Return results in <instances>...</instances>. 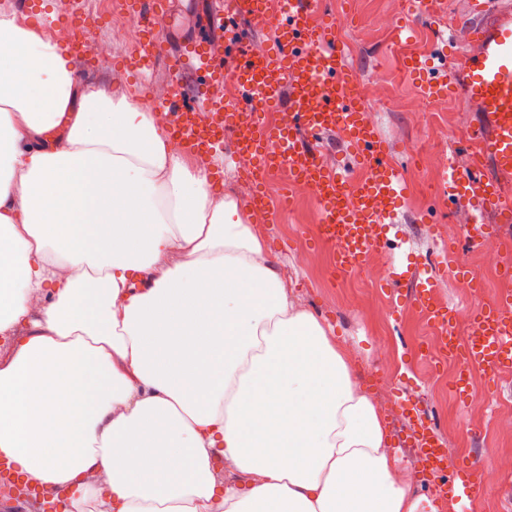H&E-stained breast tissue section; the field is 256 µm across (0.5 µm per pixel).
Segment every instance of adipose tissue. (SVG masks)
I'll use <instances>...</instances> for the list:
<instances>
[{
	"mask_svg": "<svg viewBox=\"0 0 512 512\" xmlns=\"http://www.w3.org/2000/svg\"><path fill=\"white\" fill-rule=\"evenodd\" d=\"M1 54L0 453L73 512H422L235 197L16 18Z\"/></svg>",
	"mask_w": 512,
	"mask_h": 512,
	"instance_id": "1",
	"label": "adipose tissue"
}]
</instances>
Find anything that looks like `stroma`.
<instances>
[{"instance_id": "35a3bbf8", "label": "stroma", "mask_w": 512, "mask_h": 512, "mask_svg": "<svg viewBox=\"0 0 512 512\" xmlns=\"http://www.w3.org/2000/svg\"><path fill=\"white\" fill-rule=\"evenodd\" d=\"M21 2L0 0V13L15 14L19 23L39 30L45 39L50 32L42 28V17L58 22L69 17V0H35L29 12L22 10ZM324 2L327 13L338 23L337 35L354 78L364 83L379 73L387 76L383 91L388 102L375 112L373 125L389 147L390 161L399 169H406L410 164L406 148L411 145L420 151L427 179H436L438 158H452L459 165H468L465 134L469 113L463 111L458 100L442 95L434 101L427 124L418 123L414 113L405 109L416 95L415 84L401 73L404 55L427 62L434 55L449 56L458 51V44L450 41L449 34L467 19L465 0H440L437 13L424 20L412 14L408 0ZM104 7L105 0H88L84 30L105 43L115 68L124 71L123 89L135 101H144V82L139 69L131 65L138 31L132 28L122 34L111 32L98 16ZM392 7L397 10L392 28L374 31L372 13ZM207 9L208 0H177L170 18L173 38L183 43L197 40ZM453 215V208L439 204L430 188L407 190L391 233L396 243L391 255L405 277L395 282L384 273L369 286L363 284L357 272H341L332 280L324 271L303 264L304 253H330L316 231V200L289 199L278 221L256 225L255 232L264 239L269 259L295 300L319 319L330 339L346 352L355 377L380 403L394 454L406 458L412 447L413 413L428 415L433 428L441 434H449V424L459 423L461 431L449 434L456 449L452 466L481 464L493 448L508 462L501 483L479 495L474 512H512V436L499 435L491 424L494 411L512 409V371L494 378L482 368H473L477 393L491 400L490 409L479 410L474 402L459 401L447 388L431 390L435 374L453 380L458 366L451 361L429 362L418 351L428 326L425 314L409 301L415 283L432 279L436 299L459 308L488 304L501 294H512V280L482 272L473 263H456V256L471 251L472 246L464 235L455 232ZM430 222L437 226L432 234L426 230ZM372 301L380 303L384 315L369 309ZM381 336L391 337L392 359L397 366L394 378L385 385L371 370L379 357L377 339Z\"/></svg>"}]
</instances>
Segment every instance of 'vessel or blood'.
<instances>
[{
  "label": "vessel or blood",
  "mask_w": 512,
  "mask_h": 512,
  "mask_svg": "<svg viewBox=\"0 0 512 512\" xmlns=\"http://www.w3.org/2000/svg\"><path fill=\"white\" fill-rule=\"evenodd\" d=\"M169 0H130L128 10L142 29L135 50L139 68L151 69L158 60L171 65L172 96L164 103L171 134L189 148L214 153L231 142L235 160L251 165L255 180L273 167L289 179L311 185L319 206L320 237L337 252L340 269L359 267L376 249H389L397 203L407 184L389 161L386 144L363 117L361 94L351 82L345 51L337 44L334 21L324 19L321 0H285L280 15H272L269 0H209L205 33L193 48L169 36ZM475 18L463 69L449 70V90L474 121L466 142L472 161L467 167L449 162L441 189L452 207L466 206L474 214L467 233L471 242L487 235V219L500 228L502 243L512 242V0H467ZM269 29L273 47L266 54L251 50L242 23ZM222 39L233 49L232 62L213 57L211 41ZM194 53L193 72L209 88L196 101L187 100L182 61ZM234 84L236 94L225 100L222 89ZM286 98L277 123L264 120L266 108ZM305 131L307 144L296 141ZM340 132L355 147L369 174L360 180L330 168L316 143L323 134ZM409 300L426 312L442 338L443 352L459 369L452 383L457 398L468 396V374L477 366L490 375L512 368V295L470 310L471 337L456 342L451 334L453 314L432 301L427 282H420ZM413 438L422 450L425 470L444 472L450 457L443 436L425 418L413 419ZM481 479L444 482L437 500L475 502ZM39 502L54 512L55 492L29 484L14 461L0 454V512L16 503Z\"/></svg>",
  "instance_id": "1"
}]
</instances>
